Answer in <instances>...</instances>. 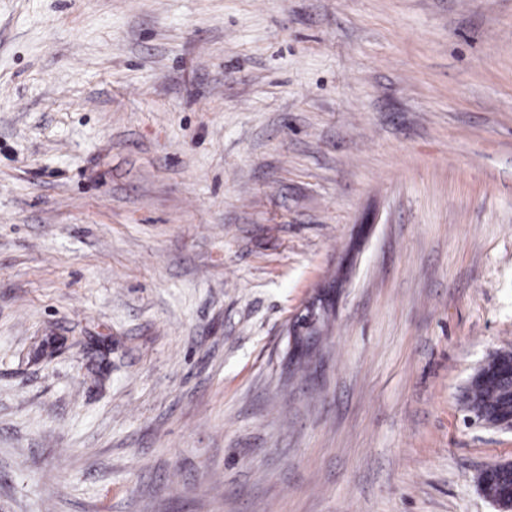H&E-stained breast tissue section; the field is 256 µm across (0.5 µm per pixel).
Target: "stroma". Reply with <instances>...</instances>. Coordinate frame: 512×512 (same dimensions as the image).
<instances>
[{"instance_id":"1","label":"stroma","mask_w":512,"mask_h":512,"mask_svg":"<svg viewBox=\"0 0 512 512\" xmlns=\"http://www.w3.org/2000/svg\"><path fill=\"white\" fill-rule=\"evenodd\" d=\"M501 349L512 0H0V512H497ZM511 380H503L498 383H473L470 380L471 403L480 414H489L498 409H509L508 388ZM512 471V463L511 462H500L493 463L485 467L478 477V483L483 494L492 501L498 511L500 512H510L512 510V498L511 502H507L505 500H501L500 503L494 500L493 491L491 490V485L495 483L494 475L498 474V476H502L505 471Z\"/></svg>"}]
</instances>
